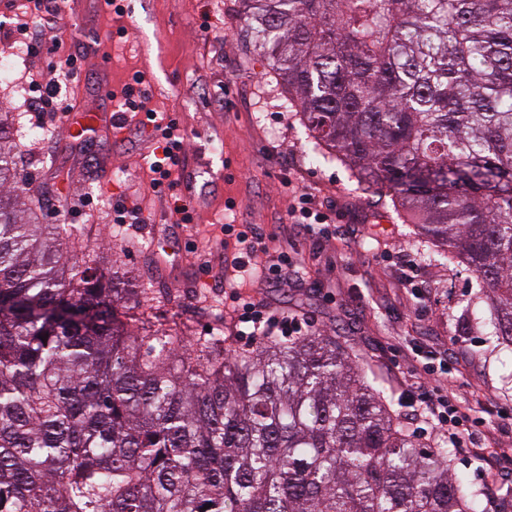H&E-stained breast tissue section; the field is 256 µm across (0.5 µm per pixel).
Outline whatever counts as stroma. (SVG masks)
Masks as SVG:
<instances>
[{
	"label": "stroma",
	"instance_id": "stroma-1",
	"mask_svg": "<svg viewBox=\"0 0 512 512\" xmlns=\"http://www.w3.org/2000/svg\"><path fill=\"white\" fill-rule=\"evenodd\" d=\"M125 12L100 10L95 0H69L63 19L48 18L55 53L29 54L14 64L15 79L46 70L51 59L80 51L76 77L63 79L61 96L77 112L116 108L114 92L136 72L146 74L151 106L177 117L187 149L176 176L190 196L193 221L175 223L169 197L151 187L149 154L154 137L128 114L120 133L72 139L57 116L27 111L13 83L0 81V105L14 112L21 131L20 177L28 195L44 204L50 225L90 228L96 251L125 243L123 262L154 313L192 322V338L223 325L233 350L257 344L245 335L235 303L226 302L222 225L233 212L260 227L270 255L288 252L302 276L282 287L244 289L251 301L279 316L332 327L343 336L387 405L408 411L416 367L433 361L450 343L452 404L474 418L477 434H490L491 450L475 456L452 451V467L482 490L487 512H499L512 476V350L494 347L475 324L467 301L474 275L425 261L413 225L390 202L359 182L343 164L314 163L309 132L266 59L244 39L239 0H123ZM127 37H119V28ZM35 129L39 138L28 137ZM305 187L316 202L334 204L333 238L280 221L292 187ZM235 201L228 210L227 201ZM139 208L153 236L138 225L112 221L116 206ZM418 264L417 290L404 288L401 252Z\"/></svg>",
	"mask_w": 512,
	"mask_h": 512
}]
</instances>
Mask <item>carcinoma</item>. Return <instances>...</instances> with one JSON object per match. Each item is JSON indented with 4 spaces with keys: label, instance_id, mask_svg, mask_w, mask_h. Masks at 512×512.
Returning <instances> with one entry per match:
<instances>
[{
    "label": "carcinoma",
    "instance_id": "obj_1",
    "mask_svg": "<svg viewBox=\"0 0 512 512\" xmlns=\"http://www.w3.org/2000/svg\"><path fill=\"white\" fill-rule=\"evenodd\" d=\"M331 158L462 264L512 349V0H240ZM0 111V512H485L333 328L233 352L40 221ZM46 339H41V336Z\"/></svg>",
    "mask_w": 512,
    "mask_h": 512
}]
</instances>
